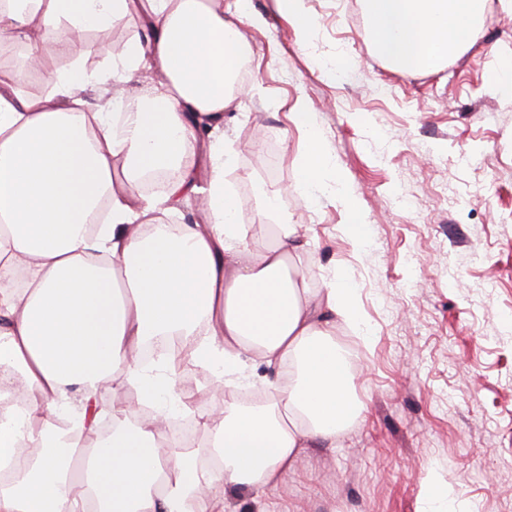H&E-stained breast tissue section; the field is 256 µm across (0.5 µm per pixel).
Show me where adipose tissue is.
<instances>
[{"label": "adipose tissue", "mask_w": 512, "mask_h": 512, "mask_svg": "<svg viewBox=\"0 0 512 512\" xmlns=\"http://www.w3.org/2000/svg\"><path fill=\"white\" fill-rule=\"evenodd\" d=\"M377 53L406 70L434 68L471 41L483 0H362ZM139 18L144 38L103 72L73 59L63 70L33 35L71 53L85 33ZM208 0H13L0 7V43L28 47L44 95L0 80V397L24 404L0 421V512H215L227 489L277 486L307 448H332L364 405L337 347V324H358L352 290L309 288L313 258L301 225L272 194L253 220L225 183L234 154L208 133L224 126L247 55L240 27ZM156 75L143 101L125 84ZM104 102L90 106L88 88ZM307 134L304 171L319 187L327 156L316 117L295 103ZM122 158V169L113 161ZM177 171L160 194L140 189L150 171ZM204 220L170 229L189 201ZM180 336L216 384L245 353L268 369L290 363L288 385L270 379L265 410H225L208 448L170 441L173 409H190L174 361L143 368L149 337ZM128 385L155 404L149 417L112 412L96 430L99 398ZM77 419L69 434L60 415Z\"/></svg>", "instance_id": "ef3b65f1"}]
</instances>
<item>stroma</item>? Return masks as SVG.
Listing matches in <instances>:
<instances>
[{
  "label": "stroma",
  "instance_id": "obj_1",
  "mask_svg": "<svg viewBox=\"0 0 512 512\" xmlns=\"http://www.w3.org/2000/svg\"><path fill=\"white\" fill-rule=\"evenodd\" d=\"M250 2L262 24L246 29L248 93L224 122L227 177L253 205L287 189L316 260L309 287L352 288L361 324L337 325L336 341L356 343L365 412L277 487L227 491L220 512H512V89L492 78L512 63V11L486 0L465 50L404 70L377 54L360 0H304L315 26L300 42L279 0ZM142 35L131 19L78 53L102 72ZM298 100L329 158L312 200ZM257 129L274 154L246 151Z\"/></svg>",
  "mask_w": 512,
  "mask_h": 512
}]
</instances>
